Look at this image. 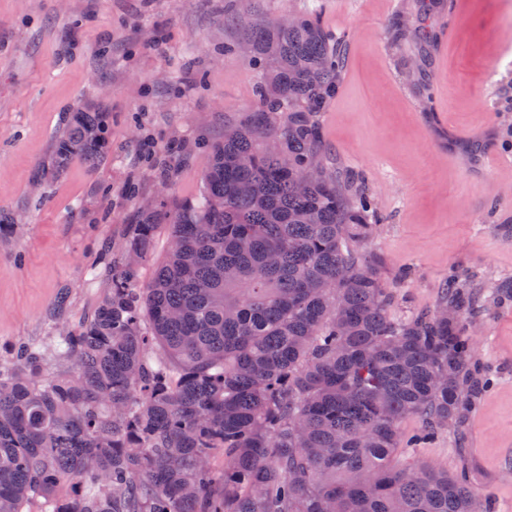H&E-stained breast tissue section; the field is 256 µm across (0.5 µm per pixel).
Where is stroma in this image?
Returning a JSON list of instances; mask_svg holds the SVG:
<instances>
[{
  "instance_id": "1",
  "label": "stroma",
  "mask_w": 512,
  "mask_h": 512,
  "mask_svg": "<svg viewBox=\"0 0 512 512\" xmlns=\"http://www.w3.org/2000/svg\"><path fill=\"white\" fill-rule=\"evenodd\" d=\"M253 0L274 18L319 10L350 39L340 91L320 122L325 145L363 176L383 219L366 252L399 280L393 311L432 306L449 271L476 279L490 303L475 355L495 375L466 422L401 464L466 471L512 512V0ZM238 0H0V210L26 231L0 244V345L34 341L53 351L51 304L68 290L69 329L102 296L106 237L136 223L144 202L194 197L208 148L224 122L252 108L260 80L230 50L243 30ZM429 14L438 32L433 103L389 32L398 15ZM111 114L112 158L73 160L43 194L33 183L66 112Z\"/></svg>"
}]
</instances>
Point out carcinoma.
I'll return each mask as SVG.
<instances>
[{
  "mask_svg": "<svg viewBox=\"0 0 512 512\" xmlns=\"http://www.w3.org/2000/svg\"><path fill=\"white\" fill-rule=\"evenodd\" d=\"M255 103L224 124L202 190L140 210L120 266L53 369L36 343L0 348V512H494L464 473L396 452L462 421L489 385L474 360L475 298L455 273L430 309L391 313L357 245L381 219L372 193L325 158L319 122L349 60L317 12H239ZM431 58L426 17L395 24ZM110 113H67L50 158L95 168ZM168 246L148 286L134 287ZM68 291L51 317L66 321ZM408 417L419 428L402 442Z\"/></svg>",
  "mask_w": 512,
  "mask_h": 512,
  "instance_id": "1",
  "label": "carcinoma"
}]
</instances>
